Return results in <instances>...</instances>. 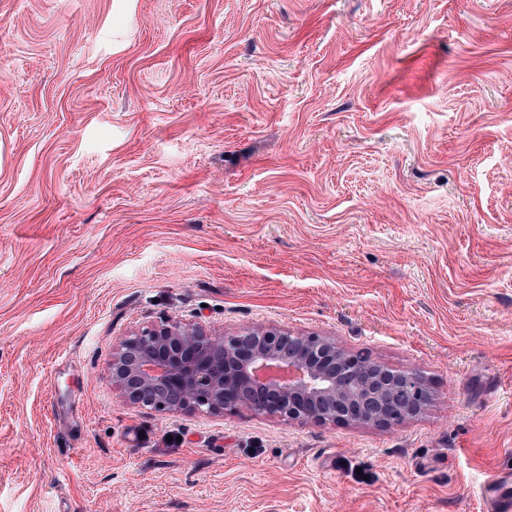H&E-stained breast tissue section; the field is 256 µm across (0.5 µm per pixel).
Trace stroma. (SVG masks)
<instances>
[{"label":"stroma","instance_id":"stroma-1","mask_svg":"<svg viewBox=\"0 0 512 512\" xmlns=\"http://www.w3.org/2000/svg\"><path fill=\"white\" fill-rule=\"evenodd\" d=\"M167 320L420 369L405 424L144 408ZM512 489V0H0V512H483Z\"/></svg>","mask_w":512,"mask_h":512}]
</instances>
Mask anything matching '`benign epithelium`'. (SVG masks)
Segmentation results:
<instances>
[{"label":"benign epithelium","instance_id":"obj_1","mask_svg":"<svg viewBox=\"0 0 512 512\" xmlns=\"http://www.w3.org/2000/svg\"><path fill=\"white\" fill-rule=\"evenodd\" d=\"M111 380L125 399L158 410L215 415L248 405L302 424L384 429L426 407L388 418L381 401L429 389L421 371L365 362L333 336L260 326L226 336L177 321L121 338Z\"/></svg>","mask_w":512,"mask_h":512}]
</instances>
